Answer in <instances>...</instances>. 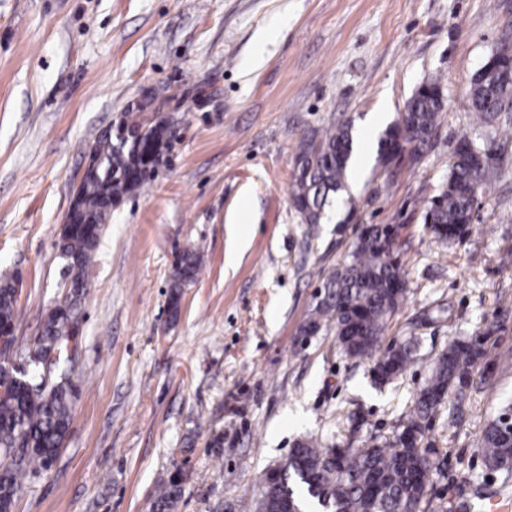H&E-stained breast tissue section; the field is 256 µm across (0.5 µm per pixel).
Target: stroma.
I'll return each instance as SVG.
<instances>
[{
    "label": "stroma",
    "mask_w": 512,
    "mask_h": 512,
    "mask_svg": "<svg viewBox=\"0 0 512 512\" xmlns=\"http://www.w3.org/2000/svg\"><path fill=\"white\" fill-rule=\"evenodd\" d=\"M512 0H0V278L20 282L15 347H32L66 293L57 242L100 131L168 90V161L112 210L80 304L78 387L49 471L14 512H151L181 475L175 512H242L297 441L393 442L433 360L486 336L463 394L423 447L439 469L426 512L512 501L477 443L512 400V140L463 240L424 221L464 137L467 93ZM446 107L431 145L386 176L377 144L425 81ZM351 120L368 156L350 223H303L291 204L302 140ZM396 224L408 290L383 340L411 337L390 382L302 328L360 226ZM201 271L168 311L174 264Z\"/></svg>",
    "instance_id": "obj_1"
}]
</instances>
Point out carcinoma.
Segmentation results:
<instances>
[{
  "label": "carcinoma",
  "instance_id": "cac0c4a2",
  "mask_svg": "<svg viewBox=\"0 0 512 512\" xmlns=\"http://www.w3.org/2000/svg\"><path fill=\"white\" fill-rule=\"evenodd\" d=\"M468 105L476 117L493 121L512 107V81L480 73L469 88ZM445 106L441 80L423 84L406 102L404 112L378 144V162L391 175L408 159H416L432 137ZM139 105L124 113L112 130L93 142L94 166L80 182L78 201L72 206L76 228L60 235L58 250L68 258L66 275L77 284L86 280L102 231L112 217V207L129 193L145 187L172 145L173 134L165 121L146 122ZM351 121L328 129L320 139L304 140L295 159L291 203L305 223H320L333 197L348 191V163L353 135ZM494 141L477 145L461 140L452 152L448 180L431 200L426 223L434 238L446 243L469 232L475 200L497 175ZM398 225L373 224L358 233L351 251L323 284L324 297L303 326L306 336L334 329L336 343L352 359H368L376 382L399 375L412 360L408 342L382 346L387 322L399 309L406 281L398 258ZM201 267L196 251L182 252L171 284L168 307L179 312L181 288L193 282ZM80 293L72 289L48 314L34 349H58L53 375L29 365L28 376L0 368V512H13L16 495L30 475L50 469L72 421L76 390L62 364L69 361L66 318L78 316ZM16 282L0 280V330L14 336ZM478 339L454 340L431 368L426 384L415 399L413 414L390 448L366 444L361 448L322 449L312 440L291 449L279 474L263 482L254 512H421L428 488L438 469L421 448L436 408L451 389L467 384L470 367L483 356ZM487 469L512 474V434L498 417L488 422L478 443ZM181 493L173 477L162 485L154 512H171Z\"/></svg>",
  "mask_w": 512,
  "mask_h": 512
}]
</instances>
